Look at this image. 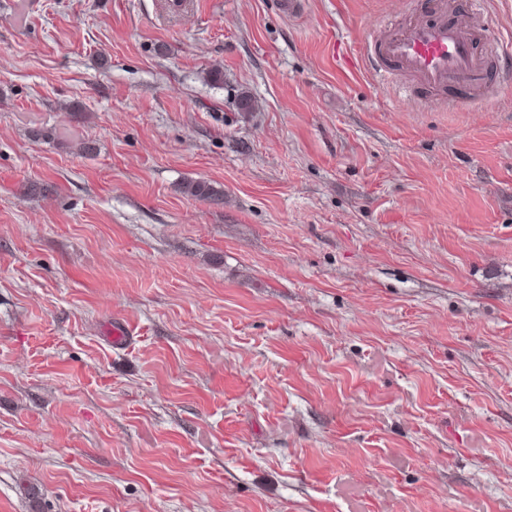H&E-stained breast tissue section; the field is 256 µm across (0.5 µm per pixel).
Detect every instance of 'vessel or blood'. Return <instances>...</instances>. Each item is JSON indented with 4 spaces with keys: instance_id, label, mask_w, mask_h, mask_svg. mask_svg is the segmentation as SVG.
I'll return each mask as SVG.
<instances>
[{
    "instance_id": "obj_1",
    "label": "vessel or blood",
    "mask_w": 512,
    "mask_h": 512,
    "mask_svg": "<svg viewBox=\"0 0 512 512\" xmlns=\"http://www.w3.org/2000/svg\"><path fill=\"white\" fill-rule=\"evenodd\" d=\"M409 5L428 6L431 20L416 19L387 28L374 27L364 39L360 62L382 83H389L394 70L417 81L420 103L432 105L431 89L457 81L462 96L449 101L457 110L469 104L488 81L491 62L481 45L477 14L449 12L441 0H408Z\"/></svg>"
}]
</instances>
